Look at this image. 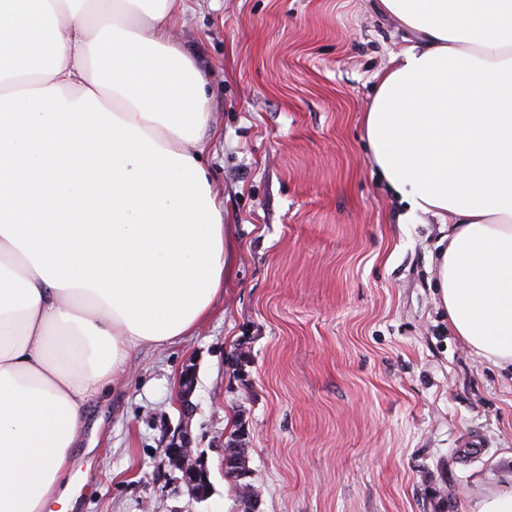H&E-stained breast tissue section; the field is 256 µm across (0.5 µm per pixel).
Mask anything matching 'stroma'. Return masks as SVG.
I'll list each match as a JSON object with an SVG mask.
<instances>
[{
	"mask_svg": "<svg viewBox=\"0 0 512 512\" xmlns=\"http://www.w3.org/2000/svg\"><path fill=\"white\" fill-rule=\"evenodd\" d=\"M408 35L379 0H182L229 280L197 331L134 350L86 403L75 512H241L223 467L241 428L259 512H471L512 486V372L449 328L440 226L400 223L369 158L374 76ZM189 364L203 502L163 454Z\"/></svg>",
	"mask_w": 512,
	"mask_h": 512,
	"instance_id": "1",
	"label": "stroma"
}]
</instances>
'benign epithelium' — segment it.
I'll use <instances>...</instances> for the list:
<instances>
[{
  "instance_id": "7a95c632",
  "label": "benign epithelium",
  "mask_w": 512,
  "mask_h": 512,
  "mask_svg": "<svg viewBox=\"0 0 512 512\" xmlns=\"http://www.w3.org/2000/svg\"><path fill=\"white\" fill-rule=\"evenodd\" d=\"M196 385V371L193 367H185L179 381V403L182 414L180 427L169 439L163 454L169 463L180 472V481L192 498L204 501L209 498V470L204 456L197 454L193 448L190 420L194 412L192 396Z\"/></svg>"
}]
</instances>
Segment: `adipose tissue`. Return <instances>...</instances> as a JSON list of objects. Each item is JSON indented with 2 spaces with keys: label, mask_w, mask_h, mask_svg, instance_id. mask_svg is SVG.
<instances>
[{
  "label": "adipose tissue",
  "mask_w": 512,
  "mask_h": 512,
  "mask_svg": "<svg viewBox=\"0 0 512 512\" xmlns=\"http://www.w3.org/2000/svg\"><path fill=\"white\" fill-rule=\"evenodd\" d=\"M177 0H0V512L68 508L87 400L224 292L209 112ZM416 40L378 77L371 161L448 226L439 298L512 367V0H380Z\"/></svg>",
  "instance_id": "adipose-tissue-1"
}]
</instances>
